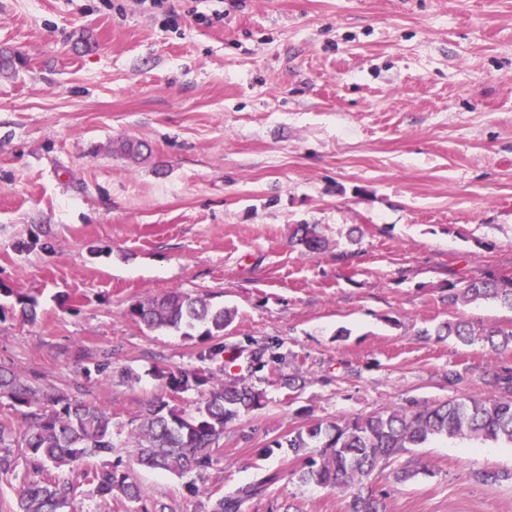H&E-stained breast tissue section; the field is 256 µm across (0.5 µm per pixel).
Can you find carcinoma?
<instances>
[{"label": "carcinoma", "mask_w": 512, "mask_h": 512, "mask_svg": "<svg viewBox=\"0 0 512 512\" xmlns=\"http://www.w3.org/2000/svg\"><path fill=\"white\" fill-rule=\"evenodd\" d=\"M19 57L16 51H1L0 74L15 73ZM291 242L311 257L329 246L317 224L293 225ZM479 301L512 309V275L484 274L460 288H448L450 306ZM127 314L151 330L177 331L189 339L196 335L206 339L220 337L234 318L233 310L216 307L203 297L178 289L136 302ZM442 334L469 344L480 341L495 353L512 347V329L477 330L465 321H448L437 330V335ZM270 361L284 363L286 356L272 352L268 345L251 349L248 357L240 350L230 355L224 365L227 379L214 381L193 409L171 408L160 399L150 404L132 431L138 463L177 475L207 463L219 449L224 427L262 405L263 391L239 371L253 373ZM159 377L172 391L207 382L206 377L196 374L175 376L161 371ZM490 386L491 392L480 399L391 407L353 420L313 423L274 444L306 457L299 476L302 482L348 493V512H384L383 501L377 497L370 478L409 449L455 437L512 445V367L494 370ZM0 396L21 407H38V411L28 413L29 422L18 437H13L10 427L0 426V474L18 476L21 456L35 474L46 463L59 471V475L47 480L24 474L18 512H61L74 492L73 480L65 471L71 472L82 460L108 454L115 448L112 416L90 400L49 393L7 371H0ZM15 448L21 449V455L14 454ZM82 477L104 499L119 495L135 505L142 501L140 487L116 465L107 470L86 471ZM266 483L260 479L225 494L215 501L213 512H241L246 501L265 491ZM133 512L150 510L140 505Z\"/></svg>", "instance_id": "carcinoma-1"}]
</instances>
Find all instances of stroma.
<instances>
[{
	"instance_id": "stroma-1",
	"label": "stroma",
	"mask_w": 512,
	"mask_h": 512,
	"mask_svg": "<svg viewBox=\"0 0 512 512\" xmlns=\"http://www.w3.org/2000/svg\"><path fill=\"white\" fill-rule=\"evenodd\" d=\"M5 49L23 60L0 76V367L112 416L116 450L73 473L67 512H130L81 476L118 462L167 512H212L262 477L242 512H345L299 480L303 457L261 448L312 420L480 397L512 365V348L435 333L512 328L511 309L447 299L512 272V0H0ZM295 224L320 225L325 253L301 255ZM171 289L236 317L212 340L128 317ZM255 340L288 360L258 371L262 407L188 475L138 466L141 411L204 393L159 372L208 377ZM404 458L428 471L375 474L386 512H512V481L478 478L512 471V447L438 439ZM266 479L257 480L218 498L213 505V512H240L242 505L261 495L266 489Z\"/></svg>"
}]
</instances>
